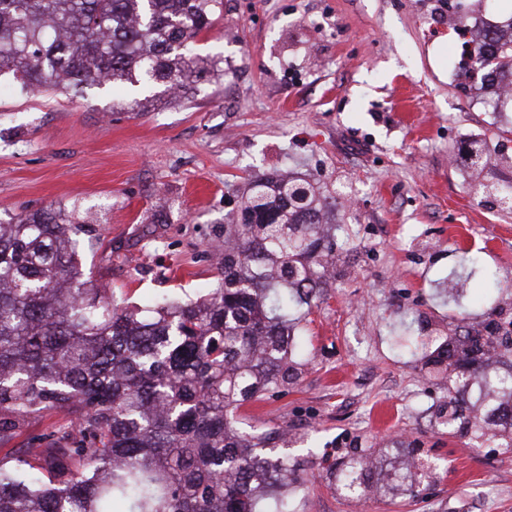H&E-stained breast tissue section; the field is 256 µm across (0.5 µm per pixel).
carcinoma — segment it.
Returning <instances> with one entry per match:
<instances>
[{
	"label": "carcinoma",
	"mask_w": 512,
	"mask_h": 512,
	"mask_svg": "<svg viewBox=\"0 0 512 512\" xmlns=\"http://www.w3.org/2000/svg\"><path fill=\"white\" fill-rule=\"evenodd\" d=\"M224 0H0V77L24 94L91 85L176 87L219 60L192 46ZM481 75L482 103L501 121L512 84V15L456 18ZM482 161L512 168L484 144ZM488 196L512 208V180ZM336 197L275 174L255 180L224 225L221 279L187 303L115 301L78 277L79 208L47 207L0 224V442L29 419L62 411L48 448L0 458V512H293L298 479L277 429L244 431L236 411L294 384L308 364L296 336L336 273ZM446 400L431 421L475 446L512 450V335L489 322L423 355ZM384 470L372 486L368 473ZM349 496L414 495L439 476L402 439L378 461L356 454L326 471Z\"/></svg>",
	"instance_id": "obj_1"
}]
</instances>
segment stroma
Instances as JSON below:
<instances>
[{
	"instance_id": "35a3bbf8",
	"label": "stroma",
	"mask_w": 512,
	"mask_h": 512,
	"mask_svg": "<svg viewBox=\"0 0 512 512\" xmlns=\"http://www.w3.org/2000/svg\"><path fill=\"white\" fill-rule=\"evenodd\" d=\"M221 58L189 102L160 89L19 95L0 78V221L80 206L83 280L128 306L215 287V254L240 207L237 186L297 172L335 195L336 282L307 315L312 363L284 391L241 409L287 431L302 482L294 512H512V451L442 434L444 394L402 332L512 322V208L483 202L461 171L475 136L512 154L457 78L465 58L442 0H224L195 43ZM473 268L449 299L451 274ZM55 412L0 443V457L48 444ZM416 441L438 459L425 495L356 500L323 472L355 448Z\"/></svg>"
}]
</instances>
